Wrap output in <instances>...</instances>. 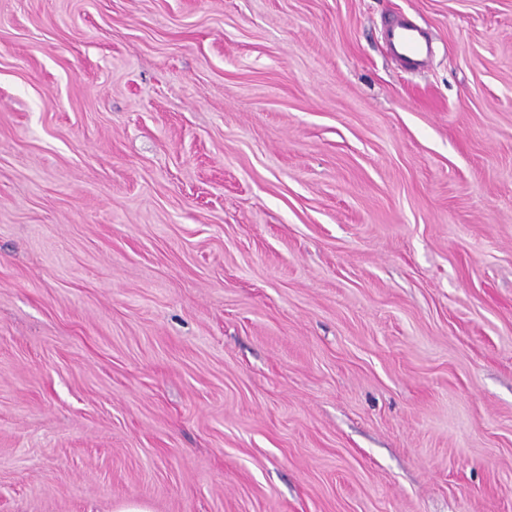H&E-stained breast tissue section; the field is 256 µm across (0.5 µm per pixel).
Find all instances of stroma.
Segmentation results:
<instances>
[{
  "label": "stroma",
  "instance_id": "stroma-1",
  "mask_svg": "<svg viewBox=\"0 0 512 512\" xmlns=\"http://www.w3.org/2000/svg\"><path fill=\"white\" fill-rule=\"evenodd\" d=\"M131 501L512 512V0H0V512ZM388 41L394 59L402 66L419 69L426 65L430 49L422 31L406 20L393 22L388 29Z\"/></svg>",
  "mask_w": 512,
  "mask_h": 512
}]
</instances>
